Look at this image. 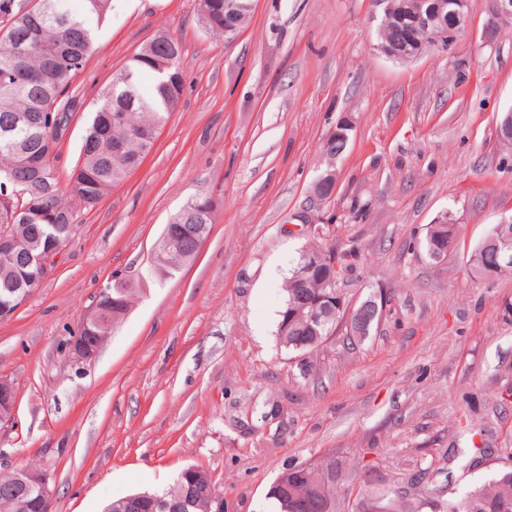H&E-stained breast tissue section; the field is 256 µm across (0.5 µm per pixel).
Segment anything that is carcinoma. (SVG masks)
I'll list each match as a JSON object with an SVG mask.
<instances>
[{
  "label": "carcinoma",
  "mask_w": 512,
  "mask_h": 512,
  "mask_svg": "<svg viewBox=\"0 0 512 512\" xmlns=\"http://www.w3.org/2000/svg\"><path fill=\"white\" fill-rule=\"evenodd\" d=\"M39 8L31 0H0V14L8 17L0 33V194L3 189L21 193L23 211L0 201V225H14L18 246L9 258L0 260V303L3 291L16 286L23 272L34 273L32 255L46 237L54 235L61 243L75 231L76 207L94 206L112 187L121 183L152 150L158 131L167 123L181 99L183 87L182 45L168 32H159L144 43L130 61L112 76L94 104L79 160L66 185H61L55 168L57 155L49 153L54 129L51 119L60 112H71L69 88L83 71L94 52L93 18L103 19L112 0H81L80 8L70 0H47ZM208 17L203 28L214 36H224V0H205ZM29 46L27 55L15 61L11 47ZM153 76L150 91L142 92V76ZM114 112L125 114L124 122L103 130V122ZM125 141V153L112 155V140ZM350 141L327 138L321 146L326 167L334 166L348 149ZM42 163V170L27 160ZM214 202L208 196L189 199L168 224L169 243L156 255L155 269L171 274L196 254V238L210 234ZM336 245L314 237L299 253L296 267L285 280L284 303L279 311L277 336L280 345L297 356L310 354L336 336L334 321L310 327L297 317L323 290L318 279L303 281L298 266L308 254L333 252ZM478 274L499 263L497 252L478 245ZM132 289L124 283L112 286L115 303L103 307L100 324L90 336L78 328L76 335L88 342H99L122 318L131 304ZM322 485L292 467L279 477L270 490L277 512H323L326 495L336 498V481L329 471L320 470ZM214 484L208 473L197 466L182 469L173 483L149 498L136 494L117 499L123 512H209L208 499ZM381 512H417L418 506L395 490L378 499ZM0 512H50V503L37 487L21 482L16 473L0 474ZM431 512H512V468L498 471L489 481L467 488L460 496L431 503Z\"/></svg>",
  "instance_id": "carcinoma-1"
}]
</instances>
